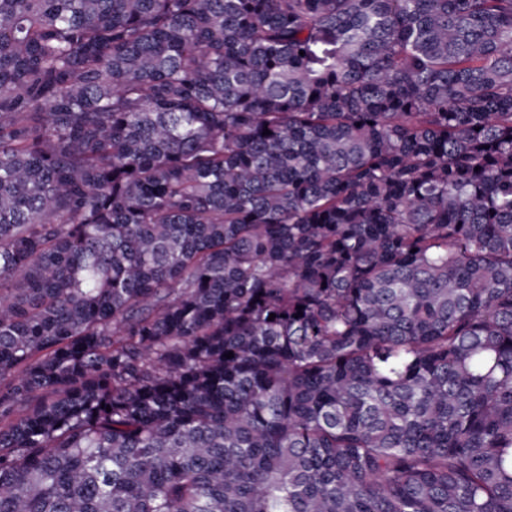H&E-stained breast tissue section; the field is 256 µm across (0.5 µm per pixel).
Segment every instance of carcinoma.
<instances>
[{
	"instance_id": "cac0c4a2",
	"label": "carcinoma",
	"mask_w": 512,
	"mask_h": 512,
	"mask_svg": "<svg viewBox=\"0 0 512 512\" xmlns=\"http://www.w3.org/2000/svg\"><path fill=\"white\" fill-rule=\"evenodd\" d=\"M0 512H512V0H0Z\"/></svg>"
}]
</instances>
